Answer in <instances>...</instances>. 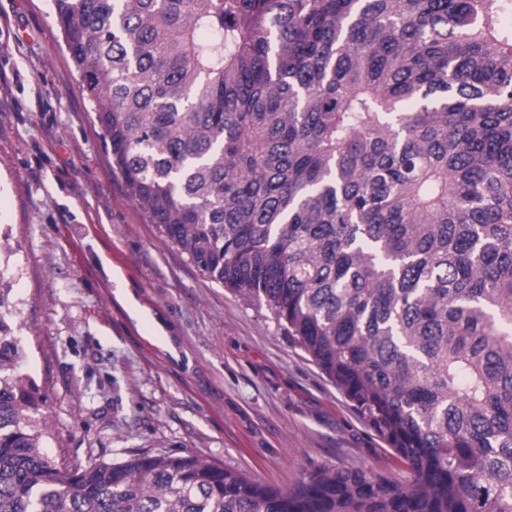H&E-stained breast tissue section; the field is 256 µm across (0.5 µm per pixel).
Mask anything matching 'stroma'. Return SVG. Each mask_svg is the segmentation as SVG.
<instances>
[{
    "mask_svg": "<svg viewBox=\"0 0 512 512\" xmlns=\"http://www.w3.org/2000/svg\"><path fill=\"white\" fill-rule=\"evenodd\" d=\"M47 0H0V251L57 464L193 454L288 488L403 466L274 319L164 243L112 172Z\"/></svg>",
    "mask_w": 512,
    "mask_h": 512,
    "instance_id": "obj_1",
    "label": "stroma"
}]
</instances>
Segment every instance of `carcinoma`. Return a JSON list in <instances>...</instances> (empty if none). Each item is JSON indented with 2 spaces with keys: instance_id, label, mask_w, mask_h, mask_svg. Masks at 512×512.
I'll use <instances>...</instances> for the list:
<instances>
[{
  "instance_id": "carcinoma-1",
  "label": "carcinoma",
  "mask_w": 512,
  "mask_h": 512,
  "mask_svg": "<svg viewBox=\"0 0 512 512\" xmlns=\"http://www.w3.org/2000/svg\"><path fill=\"white\" fill-rule=\"evenodd\" d=\"M112 172L401 459L58 467L0 313V512H512V0H50Z\"/></svg>"
}]
</instances>
